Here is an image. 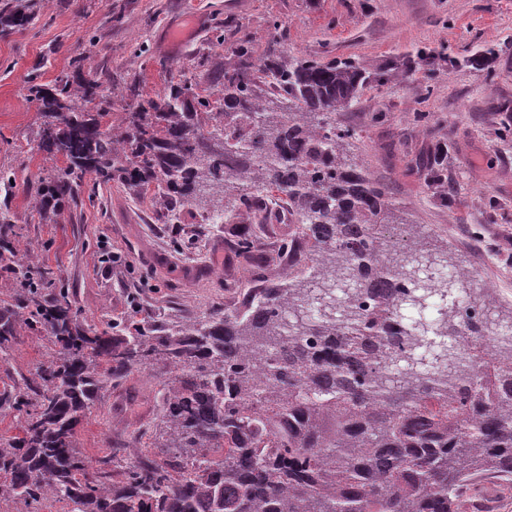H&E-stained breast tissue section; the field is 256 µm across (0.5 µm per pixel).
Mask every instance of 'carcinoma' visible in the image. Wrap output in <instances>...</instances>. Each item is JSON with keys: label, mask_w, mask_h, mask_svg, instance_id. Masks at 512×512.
I'll use <instances>...</instances> for the list:
<instances>
[{"label": "carcinoma", "mask_w": 512, "mask_h": 512, "mask_svg": "<svg viewBox=\"0 0 512 512\" xmlns=\"http://www.w3.org/2000/svg\"><path fill=\"white\" fill-rule=\"evenodd\" d=\"M24 26L28 8L4 4ZM237 61L213 75L219 99L184 81L153 96L136 82L86 79L81 59L51 84L27 81L45 117L38 205L74 203L93 173L153 193L170 224L197 204L214 219L243 207L267 223L256 194L274 191L312 243L297 261L325 272L304 285L288 274L241 311L186 313L169 325L134 301L112 332L80 325L68 290L42 288L39 247L0 258L15 303L0 307V353L23 332H47L48 360L0 392L18 434L0 437V503L43 512H477L481 484L512 485V336L485 359L451 307L436 327L448 353L416 362L393 323L416 267L430 261L413 224L389 226L385 187L344 153L353 134L332 116L364 83L386 80L356 60L260 58L241 40ZM136 102V111L123 103ZM443 188L448 170L427 171ZM250 260L247 232L236 240ZM465 288L435 276L428 288ZM162 375L161 410L144 436L87 459L75 428L112 384L140 370Z\"/></svg>", "instance_id": "cac0c4a2"}]
</instances>
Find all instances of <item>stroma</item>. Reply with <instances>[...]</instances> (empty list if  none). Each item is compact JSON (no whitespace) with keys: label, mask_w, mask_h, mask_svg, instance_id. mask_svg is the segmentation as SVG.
Masks as SVG:
<instances>
[{"label":"stroma","mask_w":512,"mask_h":512,"mask_svg":"<svg viewBox=\"0 0 512 512\" xmlns=\"http://www.w3.org/2000/svg\"><path fill=\"white\" fill-rule=\"evenodd\" d=\"M243 39L260 53L394 69L389 82L369 81L337 112L357 134L348 154L386 187L398 219L422 225L434 248L478 270L481 293L511 316L512 0H49L28 26L0 25V170L15 174L11 188L0 187V212L8 211L15 240L39 247L78 321L108 329L134 290L157 318L232 307L248 289L274 287L280 265L262 274L231 255L233 221L202 224L187 204L181 225L168 224L158 204L114 182L43 214L34 202L41 117L24 97L28 77L52 81L79 56L89 79L136 81L151 95L181 74L211 91L213 68L233 63ZM442 142L444 201L426 180ZM112 252L123 266L105 267L101 257ZM43 355V340L22 334L0 362V390ZM159 405L158 378L132 373L82 417L78 447L89 459L102 456L148 428Z\"/></svg>","instance_id":"35a3bbf8"}]
</instances>
